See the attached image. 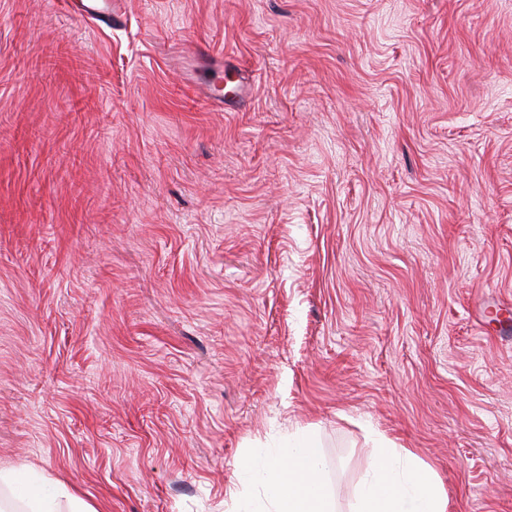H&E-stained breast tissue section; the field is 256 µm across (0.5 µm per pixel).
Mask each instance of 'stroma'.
<instances>
[{"label": "stroma", "mask_w": 512, "mask_h": 512, "mask_svg": "<svg viewBox=\"0 0 512 512\" xmlns=\"http://www.w3.org/2000/svg\"><path fill=\"white\" fill-rule=\"evenodd\" d=\"M210 55L194 56L190 45ZM237 87L233 106L202 91ZM512 0H0V467L265 512L385 438L512 512ZM61 7L69 14L84 19L112 23V11L120 1L112 0H62ZM261 480L272 512H331L322 485L317 447L291 448L288 455L273 456L265 464Z\"/></svg>", "instance_id": "obj_1"}]
</instances>
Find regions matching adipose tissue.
Instances as JSON below:
<instances>
[{
	"mask_svg": "<svg viewBox=\"0 0 512 512\" xmlns=\"http://www.w3.org/2000/svg\"><path fill=\"white\" fill-rule=\"evenodd\" d=\"M261 480L273 512H330L314 445L271 457ZM355 512H448V498L431 471L382 440L374 450Z\"/></svg>",
	"mask_w": 512,
	"mask_h": 512,
	"instance_id": "adipose-tissue-1",
	"label": "adipose tissue"
}]
</instances>
